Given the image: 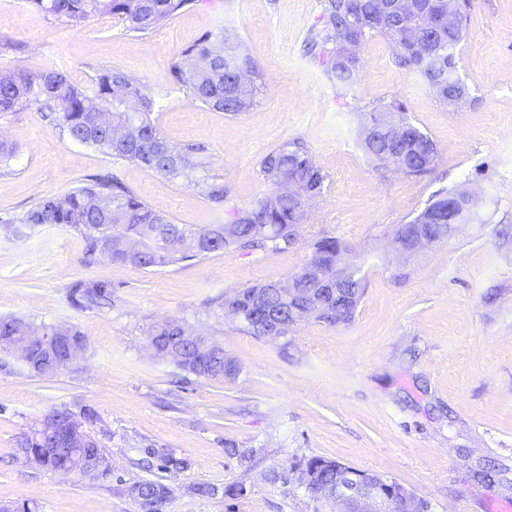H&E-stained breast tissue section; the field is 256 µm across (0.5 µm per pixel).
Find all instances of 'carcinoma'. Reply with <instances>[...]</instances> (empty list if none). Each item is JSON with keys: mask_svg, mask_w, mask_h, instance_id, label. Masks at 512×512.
<instances>
[{"mask_svg": "<svg viewBox=\"0 0 512 512\" xmlns=\"http://www.w3.org/2000/svg\"><path fill=\"white\" fill-rule=\"evenodd\" d=\"M39 12L72 27L95 15L120 18L129 32H146L159 27L173 15L190 7L194 0H28ZM469 0H321L322 25L311 32L309 45L313 58L338 89L350 90L360 79L357 53L348 42L364 44L375 35L386 37L393 46L399 67L424 78L446 105L458 108L469 98L468 88L458 73V51L466 36ZM212 35L206 34L183 51V56L205 59L202 70H191L181 61L171 66L174 82L192 100L202 105L239 115L255 103L259 71L251 58L234 47L224 55L213 54ZM34 106L47 112L66 128L69 137L117 160L134 163L158 175L176 178L187 168L200 165L197 149L172 146L154 124L151 114L154 94L140 81L113 69L97 74L94 87L83 89L57 70L34 76L12 75L0 79V112H16ZM400 103H382L372 109L363 131V149L381 168L393 167L407 175L431 171L437 159L435 142L406 117ZM260 174L270 184L271 195L248 208L228 206L224 183L214 179L205 186V196L216 209L224 210L222 224L190 228L172 223L168 216L145 203L117 179L92 178L62 197L44 198L16 219L0 222L3 231L21 235L40 225H62L79 232L85 242V256L96 259L103 247H110L108 258L116 263L150 269L179 260L204 256L220 250L247 252L258 247L284 251L295 244L300 224L304 188L316 196L324 190L327 175L308 148L300 142L286 143L269 151L260 162ZM475 213L467 207L461 190L441 193L406 224L397 228L402 243L412 244L414 226L430 225L432 237L442 239L448 222L469 224ZM309 263L291 280L304 289V306L291 312L288 288L276 282H259L217 298L209 305L235 316L242 331L262 337L264 320H292V326L314 319L330 327L350 324L365 292L360 266L345 263L338 294L324 292L323 281L336 278V256L344 251L340 240L322 237L312 245ZM112 283L93 280L80 283L72 292V303L81 309H94L112 302ZM33 323L18 317H0V345L26 335ZM61 330L68 340L48 352L32 350L25 360L39 376L55 374L67 364L61 361L70 344L82 348L85 337L77 326L62 324L48 330ZM188 330L177 319L157 322L146 336L156 356L173 362L180 370L198 379L222 381L224 367L237 362L224 346L203 337L186 339ZM57 425L50 435L34 429L17 446H26L36 468L78 473L91 468L102 447L87 433L75 415L65 409L49 415ZM75 442L69 463H64L61 439ZM157 468L180 470L183 461L165 449H151ZM309 470L322 482L336 480V461L312 457ZM191 490L199 496L218 494L230 500L246 496L244 483L223 489L196 484ZM138 512H163L172 496L169 485L159 480H141L125 486Z\"/></svg>", "mask_w": 512, "mask_h": 512, "instance_id": "carcinoma-1", "label": "carcinoma"}]
</instances>
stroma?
Returning <instances> with one entry per match:
<instances>
[{
    "label": "stroma",
    "mask_w": 512,
    "mask_h": 512,
    "mask_svg": "<svg viewBox=\"0 0 512 512\" xmlns=\"http://www.w3.org/2000/svg\"><path fill=\"white\" fill-rule=\"evenodd\" d=\"M321 0H196L145 33L109 16L79 28L47 19L27 0H0V74L64 72L91 86L112 67L148 85L152 117L175 147H201L204 164L167 179L72 141L36 109L0 112V139L16 149L0 172V218L23 215L97 174H114L173 223L220 224L204 196L223 181L232 205L268 193L260 160L303 142L327 174L283 252L224 250L149 270L84 259L77 231L41 225L0 236V316L73 324L86 345L55 374H34L0 354V503L31 512H137L118 488L158 479L173 495L164 512H334L313 499L297 466L340 461L396 481L429 512H504L512 506V0H471L458 72L471 100L454 111L419 76L400 69L376 35L359 51L361 78L337 89L306 52ZM232 33L261 74L247 112L230 116L177 89L170 67L202 35ZM399 101L435 142V167L420 176L381 169L362 148L367 113ZM477 198L475 223L414 256L393 246L398 225L453 187ZM333 237L348 247L367 288L354 321L311 320L271 341L240 331L209 300L256 282L283 281ZM105 280L111 307L71 305V286ZM178 319L211 335L238 362L231 382L186 379L155 357L145 330ZM92 410L88 428L115 473L103 480L40 470L17 442L54 411ZM235 443L240 456L226 453ZM173 449L186 466L145 469L148 445ZM504 467L503 481L476 469ZM246 482L238 500L201 497L195 483Z\"/></svg>",
    "instance_id": "stroma-1"
}]
</instances>
